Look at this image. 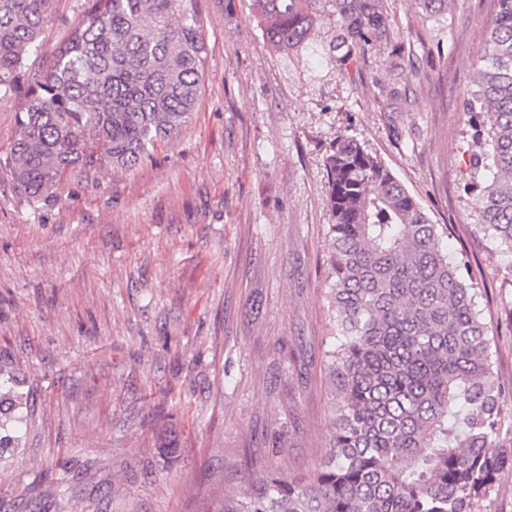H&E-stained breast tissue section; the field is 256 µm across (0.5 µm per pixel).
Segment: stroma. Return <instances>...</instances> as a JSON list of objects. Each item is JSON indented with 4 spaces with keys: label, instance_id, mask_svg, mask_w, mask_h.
Returning a JSON list of instances; mask_svg holds the SVG:
<instances>
[{
    "label": "stroma",
    "instance_id": "obj_1",
    "mask_svg": "<svg viewBox=\"0 0 512 512\" xmlns=\"http://www.w3.org/2000/svg\"><path fill=\"white\" fill-rule=\"evenodd\" d=\"M87 0H53L41 65ZM279 52L251 0H198L202 92L129 170L67 173L37 208L0 168V367L30 393L0 448V512H222L245 452L312 471L333 414L323 352L331 251L326 158L353 139L434 223L482 291L512 419V256L479 227L463 98L493 0H387L389 30L343 40L321 0Z\"/></svg>",
    "mask_w": 512,
    "mask_h": 512
}]
</instances>
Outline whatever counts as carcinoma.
<instances>
[{
  "instance_id": "1",
  "label": "carcinoma",
  "mask_w": 512,
  "mask_h": 512,
  "mask_svg": "<svg viewBox=\"0 0 512 512\" xmlns=\"http://www.w3.org/2000/svg\"><path fill=\"white\" fill-rule=\"evenodd\" d=\"M85 18L36 74L10 155L13 187L35 205L61 175L130 169L176 134L199 99L206 65L197 0H89ZM317 0H252L268 43L301 46ZM347 38L386 36L383 0H335ZM52 0H0V97L42 56ZM465 110L484 114L470 154L481 189L480 229L512 254V0H497ZM332 213L325 351L333 430L311 473L277 475L251 461L244 496L224 512H482L512 466L500 444L505 396L493 370L479 288L440 246L434 224L383 162L353 139L328 155ZM20 431L26 414L12 372H0Z\"/></svg>"
}]
</instances>
